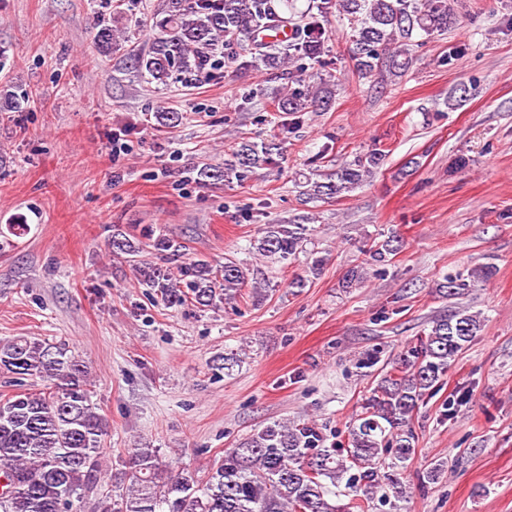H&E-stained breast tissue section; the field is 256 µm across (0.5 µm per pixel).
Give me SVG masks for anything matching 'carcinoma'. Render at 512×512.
I'll use <instances>...</instances> for the list:
<instances>
[{
  "label": "carcinoma",
  "mask_w": 512,
  "mask_h": 512,
  "mask_svg": "<svg viewBox=\"0 0 512 512\" xmlns=\"http://www.w3.org/2000/svg\"><path fill=\"white\" fill-rule=\"evenodd\" d=\"M161 0L151 17L153 39L134 58V69L159 84L174 71L216 73L227 64L275 70L286 87L276 100L288 114L285 132L299 127L307 112L330 106L324 84L332 78L331 17L350 25L351 59L358 74L398 77L411 63L414 38L443 36L456 21L455 0ZM288 31V40L277 35ZM129 35L109 25L95 33L109 55ZM28 94L0 86V112H24ZM286 137L241 139L224 165L204 164L199 181L239 182L260 169L279 167ZM377 148L299 185L306 204L328 202L359 188L379 168ZM311 217L266 224L251 249L290 265L306 256L304 271L288 287L301 290L319 275L325 258L306 248ZM108 248L135 272L151 299L166 308L187 303L217 310L265 289L249 282V269L234 260L213 265L190 258L185 246L154 227L134 235L112 225ZM398 247L387 238L363 251L342 287L377 274ZM147 253L165 257L152 264ZM491 264L473 268L468 279L449 277L440 291H461L492 278ZM480 314L460 308L430 321L424 338L376 370V384L341 442L314 421H273L224 450L205 475L162 468L159 449L135 448L128 460L130 486L112 494L123 474L103 465L101 444L110 423L93 402L88 371L64 342L19 336L0 341V377L12 392L0 396V512H370L374 502L397 508L406 499L401 480L416 454L415 413L436 393L448 368L481 331ZM348 502H342V498Z\"/></svg>",
  "instance_id": "carcinoma-1"
}]
</instances>
